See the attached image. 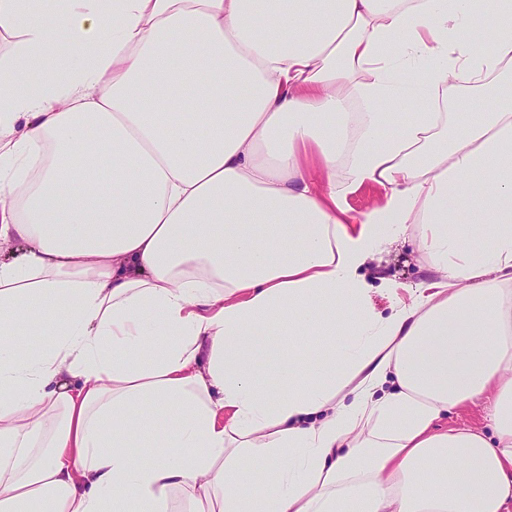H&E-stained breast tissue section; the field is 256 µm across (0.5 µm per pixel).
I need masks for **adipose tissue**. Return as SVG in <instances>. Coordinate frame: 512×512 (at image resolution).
<instances>
[{
    "label": "adipose tissue",
    "mask_w": 512,
    "mask_h": 512,
    "mask_svg": "<svg viewBox=\"0 0 512 512\" xmlns=\"http://www.w3.org/2000/svg\"><path fill=\"white\" fill-rule=\"evenodd\" d=\"M0 37V512H512V98L440 109L512 74V0H0ZM414 224L438 278L380 316ZM381 200V190L378 186L368 185L354 194L348 195L347 204L354 212H362L373 207ZM445 427L454 426L461 423H469L478 428H484L488 421L485 417V409L483 404L468 406L448 414V418L442 421Z\"/></svg>",
    "instance_id": "adipose-tissue-1"
}]
</instances>
